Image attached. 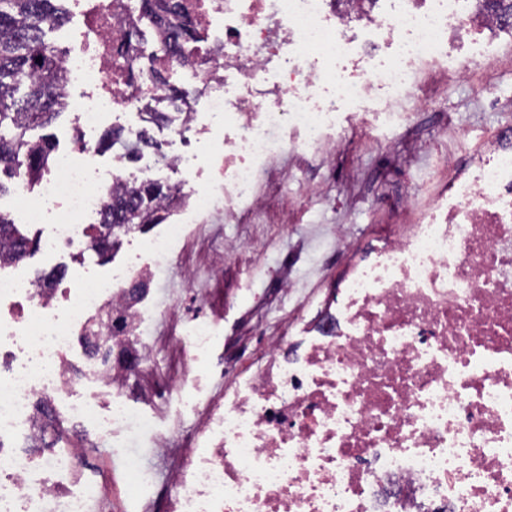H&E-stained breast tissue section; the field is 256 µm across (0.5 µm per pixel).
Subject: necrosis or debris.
Segmentation results:
<instances>
[{"label": "necrosis or debris", "instance_id": "1", "mask_svg": "<svg viewBox=\"0 0 512 512\" xmlns=\"http://www.w3.org/2000/svg\"><path fill=\"white\" fill-rule=\"evenodd\" d=\"M71 2L86 47L64 64L69 82L90 89L71 107L89 137L37 182L18 176L11 200L48 260L60 249L85 256L87 218L135 179L94 167L91 134L119 110L144 122L134 94L161 89L142 63L182 74L204 101L169 130L163 158L174 168L193 175L196 154L175 144L223 123L209 180L176 188L188 214H228L269 161L329 152L348 108L371 104L383 137L410 122L394 105L446 70L449 42L499 23L459 0H187L202 40L184 62L152 38L113 55L141 22L132 0ZM183 234V223L167 225L145 256L77 290L44 287L23 259L0 264V512H108L109 475L85 478L75 460L92 436L124 464L125 512H152L157 476L127 448L144 436L158 448L166 435L125 395L124 358L151 362L141 328L157 311L143 297ZM307 333L293 358L287 337L270 343L222 399H184L202 411L205 437L193 469L170 479L169 512H512V129L487 139L418 223L355 265ZM87 381L101 400L76 398Z\"/></svg>", "mask_w": 512, "mask_h": 512}]
</instances>
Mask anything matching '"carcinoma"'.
I'll return each instance as SVG.
<instances>
[{
    "mask_svg": "<svg viewBox=\"0 0 512 512\" xmlns=\"http://www.w3.org/2000/svg\"><path fill=\"white\" fill-rule=\"evenodd\" d=\"M476 11L512 17V0H473ZM66 0H0V167L34 179L54 156L51 138L31 137L70 108L63 76L62 51L46 33L67 21ZM141 17L163 33L165 53L178 55L200 40L198 24L182 0H139ZM41 61H36V58ZM175 187L143 180L112 193L94 249L106 253L115 244L112 225L153 224L166 209ZM31 241L18 233L13 219L0 213V261L26 253Z\"/></svg>",
    "mask_w": 512,
    "mask_h": 512,
    "instance_id": "obj_1",
    "label": "carcinoma"
}]
</instances>
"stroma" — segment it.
Returning a JSON list of instances; mask_svg holds the SVG:
<instances>
[{
    "mask_svg": "<svg viewBox=\"0 0 512 512\" xmlns=\"http://www.w3.org/2000/svg\"><path fill=\"white\" fill-rule=\"evenodd\" d=\"M448 55L447 73L418 80L414 99L400 103L416 118L390 144L353 119L325 158L288 152L269 163L253 188L260 207L187 225L156 273L153 302L163 313L143 326L153 357L134 394L179 378L197 403L220 396L221 371L263 364L267 341L331 297L345 271L330 252L333 226L344 225L354 259L367 258L393 225L417 222L426 201L454 180L453 161H466L484 137L512 126V30L460 36ZM479 56L484 64L459 71L460 59ZM175 218L168 211L163 224ZM163 224L120 232L111 252L92 255V273H109ZM228 240L239 249H225ZM284 279L290 291H281ZM189 291L203 297L214 333L205 358L190 367L175 342L192 329L183 303Z\"/></svg>",
    "mask_w": 512,
    "mask_h": 512,
    "instance_id": "1",
    "label": "stroma"
}]
</instances>
